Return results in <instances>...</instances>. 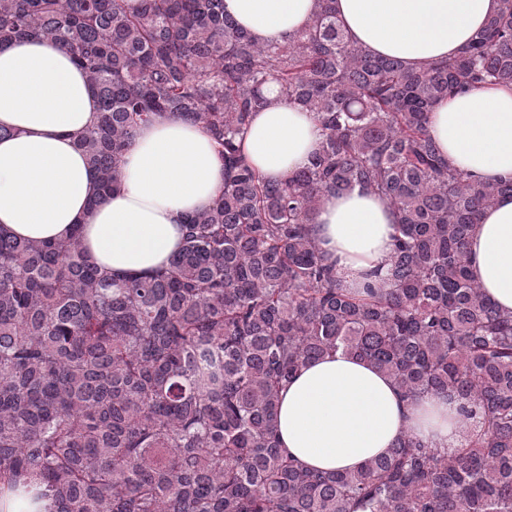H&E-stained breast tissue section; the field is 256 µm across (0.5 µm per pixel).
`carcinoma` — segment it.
Masks as SVG:
<instances>
[{
  "label": "carcinoma",
  "instance_id": "cac0c4a2",
  "mask_svg": "<svg viewBox=\"0 0 512 512\" xmlns=\"http://www.w3.org/2000/svg\"><path fill=\"white\" fill-rule=\"evenodd\" d=\"M48 36L99 101L77 137L103 194L138 126H204L224 193L185 224L169 267L113 276L74 232L0 230V510L512 512V312L467 271L482 211L512 180L473 182L428 130L442 98L512 85V4L454 58L410 69L349 44L333 0L259 45L224 0H0V47ZM275 85L315 113L320 148L265 180L239 139ZM362 184L397 214L383 287L345 288L312 233L322 196ZM341 351L408 400L460 403L461 447L401 437L358 472H314L280 447L299 368Z\"/></svg>",
  "mask_w": 512,
  "mask_h": 512
}]
</instances>
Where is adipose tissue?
<instances>
[{
  "mask_svg": "<svg viewBox=\"0 0 512 512\" xmlns=\"http://www.w3.org/2000/svg\"><path fill=\"white\" fill-rule=\"evenodd\" d=\"M316 0H224L226 13L260 44L305 28ZM504 0H334L346 39L376 57L419 68L457 55L501 12ZM242 154L267 180L304 167L321 135L313 113L268 91ZM99 110L86 75L47 36L0 48V227L30 240L79 230L82 245L112 275L169 266L188 215L224 191V162L206 128L171 114L139 130L120 185L101 195L76 148ZM429 131L443 157L475 181L512 180V86L458 92L440 100ZM321 248L344 285L387 275L396 215L382 196L357 185L323 196L313 216ZM470 274L501 310L512 311V196L486 209L467 246ZM459 404L427 394L404 399L392 379L336 353L307 363L280 392L278 434L304 468L361 470L411 433L431 446H459Z\"/></svg>",
  "mask_w": 512,
  "mask_h": 512,
  "instance_id": "adipose-tissue-1",
  "label": "adipose tissue"
}]
</instances>
